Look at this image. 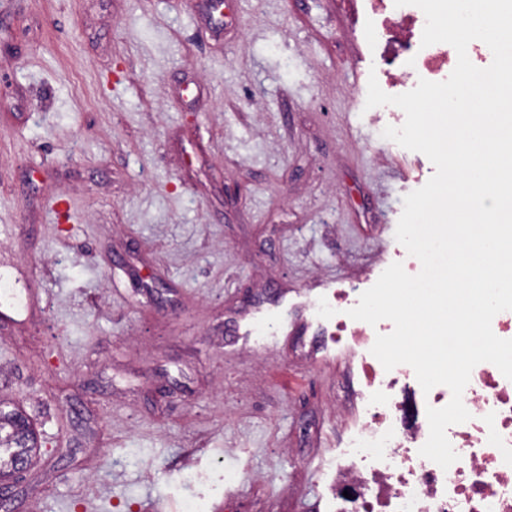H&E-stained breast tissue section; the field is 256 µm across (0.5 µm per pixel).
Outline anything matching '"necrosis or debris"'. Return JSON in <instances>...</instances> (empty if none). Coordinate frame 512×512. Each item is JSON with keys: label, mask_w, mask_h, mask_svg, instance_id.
Instances as JSON below:
<instances>
[{"label": "necrosis or debris", "mask_w": 512, "mask_h": 512, "mask_svg": "<svg viewBox=\"0 0 512 512\" xmlns=\"http://www.w3.org/2000/svg\"><path fill=\"white\" fill-rule=\"evenodd\" d=\"M355 6L372 18L384 52L399 60L402 85L450 76L457 57L438 43L422 46L426 19L420 8L398 7L394 0H355ZM354 305L340 292L335 303L312 309L317 319L337 317L362 377L355 392L360 422L344 451L336 512H512V380L491 363L474 367L462 396L471 418L446 431L459 459L441 468L419 449L429 436L426 410L447 405L449 388L423 392L405 364L385 370L371 348L393 327L350 318Z\"/></svg>", "instance_id": "4bbe7bcc"}]
</instances>
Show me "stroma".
Here are the masks:
<instances>
[{
    "mask_svg": "<svg viewBox=\"0 0 512 512\" xmlns=\"http://www.w3.org/2000/svg\"><path fill=\"white\" fill-rule=\"evenodd\" d=\"M350 0H0V400L22 512H327L352 357L308 306L397 262ZM26 419L16 409L5 411L0 408V474L17 463L12 475L0 477V510L2 512L18 511V505L12 501L11 497L6 496V492L12 485L14 476L26 468L20 461H25L29 465L38 451Z\"/></svg>",
    "mask_w": 512,
    "mask_h": 512,
    "instance_id": "stroma-1",
    "label": "stroma"
}]
</instances>
